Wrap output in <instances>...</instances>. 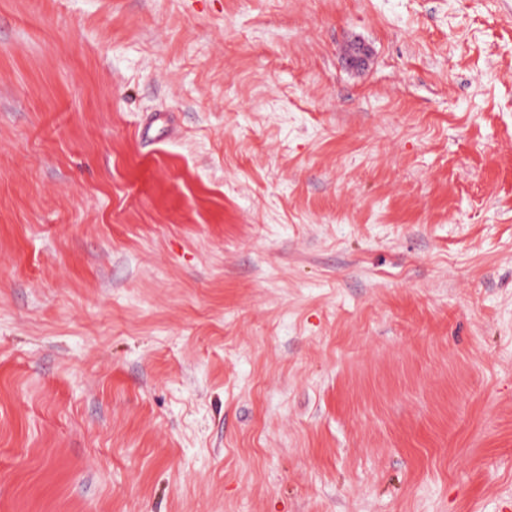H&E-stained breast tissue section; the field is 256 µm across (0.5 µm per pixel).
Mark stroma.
I'll return each instance as SVG.
<instances>
[{
    "instance_id": "obj_1",
    "label": "stroma",
    "mask_w": 512,
    "mask_h": 512,
    "mask_svg": "<svg viewBox=\"0 0 512 512\" xmlns=\"http://www.w3.org/2000/svg\"><path fill=\"white\" fill-rule=\"evenodd\" d=\"M0 512H512V0H0Z\"/></svg>"
}]
</instances>
